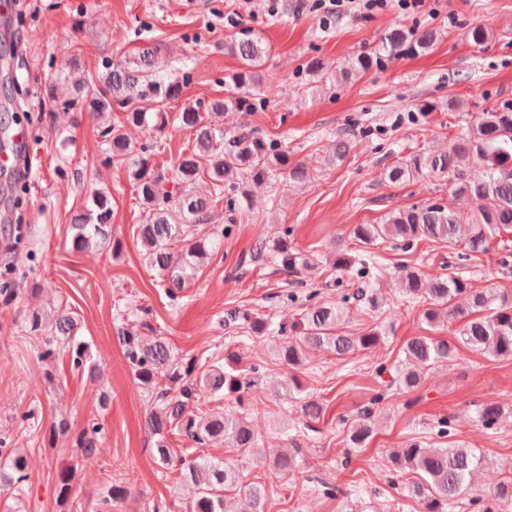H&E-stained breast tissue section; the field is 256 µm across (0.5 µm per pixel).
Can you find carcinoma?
<instances>
[{"label":"carcinoma","instance_id":"1","mask_svg":"<svg viewBox=\"0 0 512 512\" xmlns=\"http://www.w3.org/2000/svg\"><path fill=\"white\" fill-rule=\"evenodd\" d=\"M438 33L422 31L413 42L399 29L391 30L381 43L369 52H361L348 61L347 71L364 73L384 59L394 58L409 51L428 50L434 46ZM229 52L241 60V68L230 76L229 89L224 99L211 104V108L224 112H248L253 108V91L261 89L265 48L259 38L244 30L227 43ZM159 48H151L132 58L114 62L108 72L99 78V86L86 93L88 81L76 83L77 94L85 96L88 111L98 117L112 112L113 106L123 108L122 119L101 131L112 161L128 163L132 169L135 191L145 209V221L137 225V236L145 249L146 260L168 285V292L186 287L198 277L200 268L224 247V232L206 229L213 205L232 189L240 198L247 199L246 187L250 182L263 183L275 173H288V180L300 183L304 171L293 163L288 151L268 147L253 134L240 131L224 139V131L216 129L206 114L192 107L179 113L177 120L194 132V146L182 152L173 168L174 179L182 184L194 183L200 171H208L212 193L208 197L185 194L175 207L160 204L161 175L154 172L146 158H133L136 149L125 138L122 127L126 124L163 130L170 122L168 112L159 105L179 98L189 77L163 78L159 75ZM479 165L483 174L472 178L467 169ZM450 177V188L455 196H464L476 204V212L468 224H463L445 203L429 201L407 209L393 210L381 224H357L353 238L361 249L352 257L344 250L336 253L333 267L344 270L358 266L362 275L376 269L378 257L370 248L387 238L400 239L406 247L420 241L463 242L474 253L488 251L490 238L512 233V106L490 109L481 113L472 130L457 137L448 151L431 154L417 151L400 162L388 165L385 179L400 185L427 175ZM113 203L111 194L98 190L91 198L90 207L74 218L70 225L71 247L83 251L91 247H105L112 240ZM251 261L260 265L278 267L294 276L304 270L322 267L320 256L313 252H299L288 244V233L270 241L255 244ZM405 282L402 304L420 306L423 317L430 325L441 321L460 324L456 341L427 336L410 338L404 353L408 363L418 367L405 368L399 386L406 390L416 388L422 369L438 361L453 358L460 345L481 351L497 359L512 358V291L487 295L469 286L468 280L452 271L426 278L412 270H401ZM463 297L466 306H448L452 300ZM355 301L362 307L375 310L383 300L372 282L356 289L352 296L340 302L317 301L310 295L301 304L299 319L292 322L293 336L274 348V356L291 370L284 382L285 394L299 401L302 425L294 427L298 437L308 423L320 416L322 403L313 393L303 388L292 370L301 366L303 354L309 347H325L343 358L358 350L378 346L383 331L374 327L360 336L338 333L344 304ZM228 325L256 335L285 329L273 322L252 318L250 313L237 310L227 314ZM30 334L50 331L43 341V358L54 355L58 347H70L75 353L74 364L81 367L85 361V348L75 343L77 322L66 309L58 312L51 328L43 325L39 311L27 315ZM127 356L139 383L155 391L156 401L147 413L145 423L154 439V456L166 469H174L179 478L193 486L194 497L187 512H224V493L236 487L243 488L247 496L244 512H264L266 491L264 486L248 479L239 467L224 458L196 456L174 458L168 447V436L178 434L204 448L215 440H223L242 456L261 453L258 438L247 421L244 403L249 392L265 375L263 367L237 368L239 352L228 351L224 362L209 365L195 357L175 356L170 344L161 336L126 334ZM220 397L226 404L220 411L209 412L189 408L201 402L203 394ZM512 414V406L501 403H480L475 409V421L491 428L505 413ZM377 416L376 409L363 408L349 432V443L360 448L367 442ZM75 442L83 457L98 451L99 428L81 432ZM485 463L484 456L470 448H434L419 441L406 444L394 456V469L416 473L421 481L412 485L410 494L425 504V512H452L464 505L469 476ZM78 462L74 461L58 471L60 500L70 499L73 474ZM27 462L11 448H0V486L17 488L27 478ZM483 512H499V507L512 503V479L501 482L487 496Z\"/></svg>","mask_w":512,"mask_h":512}]
</instances>
